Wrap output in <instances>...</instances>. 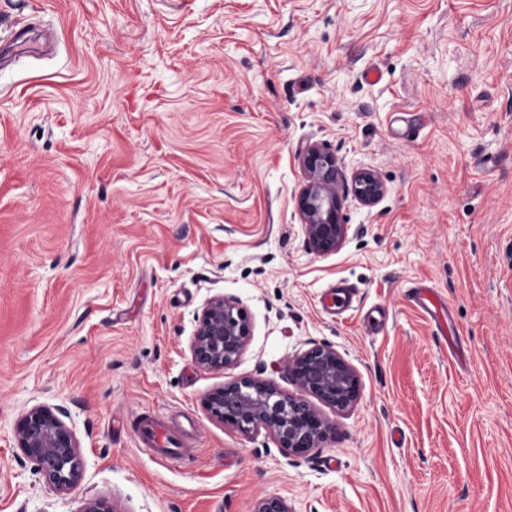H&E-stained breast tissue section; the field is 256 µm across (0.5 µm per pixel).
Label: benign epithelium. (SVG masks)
Wrapping results in <instances>:
<instances>
[{
    "label": "benign epithelium",
    "instance_id": "obj_1",
    "mask_svg": "<svg viewBox=\"0 0 512 512\" xmlns=\"http://www.w3.org/2000/svg\"><path fill=\"white\" fill-rule=\"evenodd\" d=\"M307 183L299 197V214L310 247L329 254L343 244L348 225L340 222L342 179L336 158L316 146L302 158ZM353 192L373 205L384 194V186L372 172L355 176ZM251 333V323L237 302L223 295L203 306L192 342V356L204 371H223L237 364ZM286 371L305 393L337 410L351 409L357 402L360 380L355 368L335 348L315 346L288 361ZM210 416L243 433L264 429L279 447L298 455L320 447L333 425L310 403L273 384L249 376L214 389L207 397ZM17 447L37 466L48 485L60 493L75 489L82 478L79 443L58 414L46 406L31 408L15 429ZM82 512H121L105 498L86 502ZM255 512H291L285 500L269 496L259 500Z\"/></svg>",
    "mask_w": 512,
    "mask_h": 512
}]
</instances>
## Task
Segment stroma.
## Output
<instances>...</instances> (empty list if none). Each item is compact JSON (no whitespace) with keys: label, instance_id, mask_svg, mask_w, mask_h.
<instances>
[{"label":"stroma","instance_id":"obj_1","mask_svg":"<svg viewBox=\"0 0 512 512\" xmlns=\"http://www.w3.org/2000/svg\"><path fill=\"white\" fill-rule=\"evenodd\" d=\"M179 2L0 0V40L26 31L0 50V512H512V0ZM312 145L384 185L343 198L328 255L297 205ZM339 280L359 306L336 319ZM216 295L251 336L206 372ZM322 344L361 383L320 406L322 447L208 414L243 376L295 392L286 362ZM36 406L78 439L71 492L17 446ZM148 408L178 461L141 448ZM251 333V323L234 299L210 298L203 306L192 342V356L204 371H223L237 364Z\"/></svg>","mask_w":512,"mask_h":512}]
</instances>
